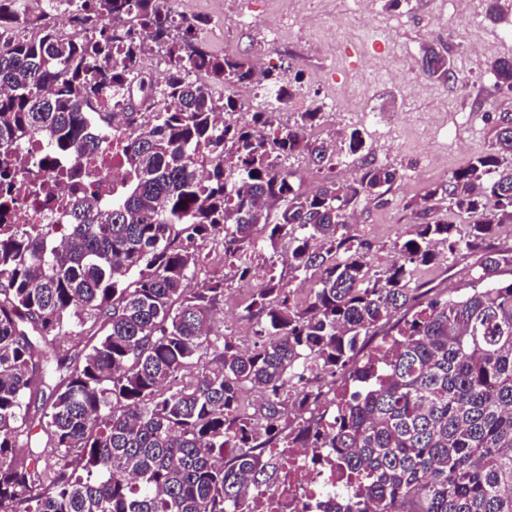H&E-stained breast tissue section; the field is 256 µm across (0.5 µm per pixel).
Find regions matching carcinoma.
<instances>
[{
  "label": "carcinoma",
  "instance_id": "cac0c4a2",
  "mask_svg": "<svg viewBox=\"0 0 512 512\" xmlns=\"http://www.w3.org/2000/svg\"><path fill=\"white\" fill-rule=\"evenodd\" d=\"M22 2L0 0L1 209L19 142L81 159L98 148L92 105L105 121L111 94L163 106L126 111L127 187L72 200L62 240L0 224V512H243L268 483V449L294 434L336 449L332 512H512V246L496 238L512 221V114L487 152L408 202L421 222L377 271L348 215L362 196L385 204L398 169L363 161L302 191L287 162L325 170L336 156L312 134L322 113L286 128L272 112L236 113L230 92L255 66L203 49L207 20L176 32L162 0H67L64 32ZM142 35L171 63L159 89L135 83ZM421 66L453 77L432 47ZM491 69L512 90V57ZM263 78L279 101L300 89ZM445 201L473 222L438 219ZM214 241L242 278L270 251L244 307L251 348L214 331L224 276L197 278ZM447 252L477 268L459 297L418 277ZM298 279L311 282L301 299ZM380 334L393 348L367 350ZM339 372L351 384L336 420L312 434L317 394L299 382ZM247 389L257 404L243 405Z\"/></svg>",
  "mask_w": 512,
  "mask_h": 512
}]
</instances>
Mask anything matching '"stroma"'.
Listing matches in <instances>:
<instances>
[{
    "label": "stroma",
    "mask_w": 512,
    "mask_h": 512,
    "mask_svg": "<svg viewBox=\"0 0 512 512\" xmlns=\"http://www.w3.org/2000/svg\"><path fill=\"white\" fill-rule=\"evenodd\" d=\"M224 2L184 0L188 13L209 20L200 35L201 46L218 55L261 57L271 69L289 68L302 79V98H335L355 68L377 70L370 89H349L347 97L390 116L392 122L372 133L355 113H346L344 128L360 130L365 147L359 157L342 150L332 174L347 179L349 166L363 157L399 170L401 179L388 193L387 204L362 198L354 209L355 230L371 243L375 269L386 268L395 258L393 241L417 221L406 201L483 153L500 114L512 113V91L496 88L491 71L496 58L512 56V38L502 36L505 28H512V0H499L497 21L475 27L468 25L467 14L477 0H400L396 5L375 0L370 15L357 12L353 0H326L324 12L303 20L310 42L290 37L277 45L263 42L255 27L283 12H295V0H237V12L249 18L242 25L227 18ZM429 46L450 59V82H434L424 75L421 57ZM400 69L405 77L393 80V72ZM243 307L233 291H226L214 327L238 344L251 345L255 325L243 316Z\"/></svg>",
    "instance_id": "35a3bbf8"
}]
</instances>
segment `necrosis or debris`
<instances>
[{"mask_svg":"<svg viewBox=\"0 0 512 512\" xmlns=\"http://www.w3.org/2000/svg\"><path fill=\"white\" fill-rule=\"evenodd\" d=\"M114 119L99 127L88 117L87 131L98 137L94 159L77 162L68 157L44 159L43 150L29 142L17 146L14 156L18 170L35 176L47 188L44 197L16 195L8 211L0 210V224H66L70 218L66 202L73 190L110 201L124 189L126 164L115 151L126 127L120 119L123 104L109 103ZM273 484L270 489L253 491L245 512H328L330 491L336 485V451L332 448H307L296 442L274 448Z\"/></svg>","mask_w":512,"mask_h":512,"instance_id":"4bbe7bcc","label":"necrosis or debris"}]
</instances>
